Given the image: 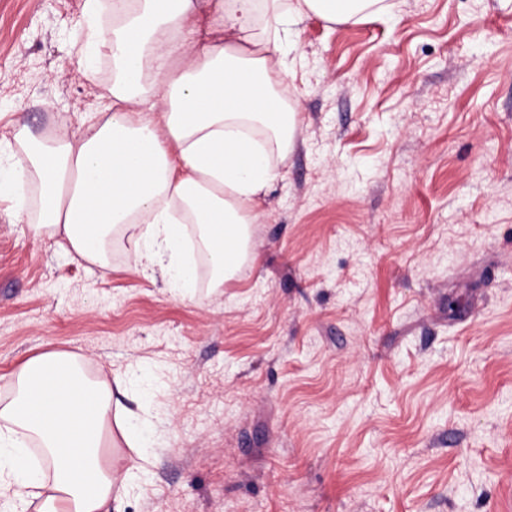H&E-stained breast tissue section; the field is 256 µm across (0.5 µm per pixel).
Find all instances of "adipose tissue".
I'll return each mask as SVG.
<instances>
[{
	"label": "adipose tissue",
	"mask_w": 512,
	"mask_h": 512,
	"mask_svg": "<svg viewBox=\"0 0 512 512\" xmlns=\"http://www.w3.org/2000/svg\"><path fill=\"white\" fill-rule=\"evenodd\" d=\"M386 9L385 0H114L111 26L90 34L112 55L107 112L76 137L20 127L0 198L16 223L92 264H105L115 236L138 230L131 268H161L187 298L196 272L183 249L195 225L219 291L247 257L254 204L296 136L274 51L304 15L348 23ZM12 387L0 402V498L10 512L36 499L39 512H109L127 493L103 458L111 383L89 378L78 355L48 350Z\"/></svg>",
	"instance_id": "adipose-tissue-1"
}]
</instances>
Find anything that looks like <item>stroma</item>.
I'll return each mask as SVG.
<instances>
[{"label":"stroma","mask_w":512,"mask_h":512,"mask_svg":"<svg viewBox=\"0 0 512 512\" xmlns=\"http://www.w3.org/2000/svg\"><path fill=\"white\" fill-rule=\"evenodd\" d=\"M309 14L294 145L232 280L175 295L13 223L0 201V399L28 359L122 378L120 512H512V0ZM85 0H0V143L111 99Z\"/></svg>","instance_id":"35a3bbf8"}]
</instances>
